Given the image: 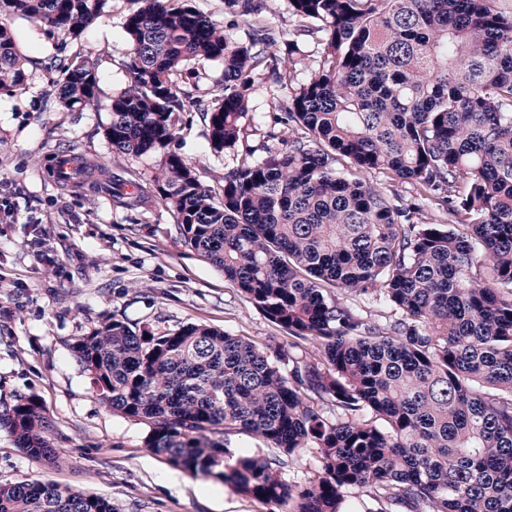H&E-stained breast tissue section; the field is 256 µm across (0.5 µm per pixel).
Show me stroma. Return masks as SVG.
Masks as SVG:
<instances>
[{"instance_id": "35a3bbf8", "label": "stroma", "mask_w": 512, "mask_h": 512, "mask_svg": "<svg viewBox=\"0 0 512 512\" xmlns=\"http://www.w3.org/2000/svg\"><path fill=\"white\" fill-rule=\"evenodd\" d=\"M265 4V19L280 34L270 48L277 73L258 76L244 138L232 151L212 152L207 121L186 112L169 146L214 189L225 170L291 136L283 106L317 65V42L306 40L293 52L284 39L293 26L287 0ZM138 7V0H112L108 13L75 40L40 22L0 17L27 74L24 90L0 93V198L17 200L29 218L20 224L0 217V408L36 397L67 459L60 467L37 462L0 428V484L52 482L104 497L117 512H270L269 505L149 451L148 426L106 407L72 351L77 337L114 319L152 332L206 324L248 337L272 357L286 341L184 243L154 187L159 155L113 153L105 136L106 104L130 82L123 23ZM83 50L91 53L102 104L70 112L58 99L59 64ZM70 151L82 155L95 180L136 179L141 203L125 208L111 191L56 180L55 158Z\"/></svg>"}]
</instances>
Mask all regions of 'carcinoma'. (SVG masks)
<instances>
[{
  "instance_id": "obj_1",
  "label": "carcinoma",
  "mask_w": 512,
  "mask_h": 512,
  "mask_svg": "<svg viewBox=\"0 0 512 512\" xmlns=\"http://www.w3.org/2000/svg\"><path fill=\"white\" fill-rule=\"evenodd\" d=\"M108 0H0L65 36ZM241 39L189 0H142L125 20L130 83L112 96L117 154H162L154 182L184 242L288 334L284 372L253 341L190 323L153 333L120 320L73 351L103 403L149 427L146 446L191 474L288 512H512V11L502 0H288V43L325 34L294 88L283 146L224 173L219 191L166 147L180 112L208 120L210 146L244 138L256 77L277 63L264 0H227ZM224 78L181 88L193 60ZM67 109L98 105L89 58L62 64ZM0 25V91L25 88ZM347 161L340 171L335 163ZM412 183L396 205L368 177ZM448 215L429 222L424 205ZM390 310L371 322L357 299ZM312 353L298 355L306 343ZM29 457L63 462L34 397L0 412ZM245 434L282 459L231 453ZM305 448L320 473L285 478ZM0 512H116L101 496L38 479L0 484ZM199 78H191L186 80L187 83L182 85L185 91L190 92L194 96H201L209 92V88L212 87L216 82L222 80L224 68L220 62L216 61H205L198 65Z\"/></svg>"
}]
</instances>
